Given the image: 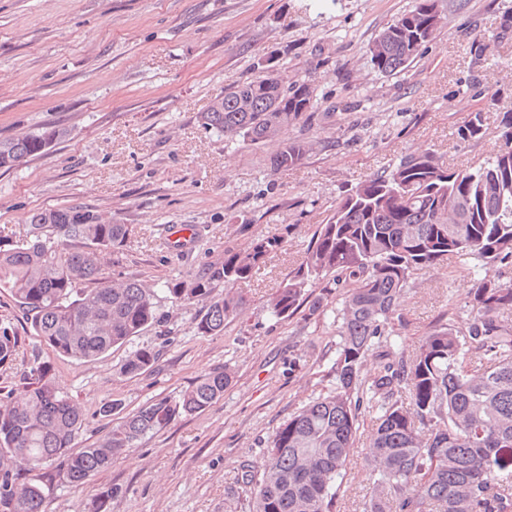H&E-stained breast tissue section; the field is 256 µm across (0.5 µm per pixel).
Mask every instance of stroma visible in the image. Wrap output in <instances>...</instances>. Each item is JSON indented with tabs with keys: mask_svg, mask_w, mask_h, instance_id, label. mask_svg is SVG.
I'll use <instances>...</instances> for the list:
<instances>
[{
	"mask_svg": "<svg viewBox=\"0 0 512 512\" xmlns=\"http://www.w3.org/2000/svg\"><path fill=\"white\" fill-rule=\"evenodd\" d=\"M416 3L0 0V140L67 131L21 167L0 169L1 239H23L35 210L79 204L132 227L106 256V273L157 289L193 279L225 251L281 240L265 267L235 285L246 306L220 335L197 334L200 304L166 299L161 323L91 362L41 344L0 293V324L22 338L13 362L0 366V387L40 353L83 409L78 447H92L150 401L177 398L214 368L235 373L222 399L177 417L83 485L54 481L49 512H87L110 488L109 512H250L243 466H258L274 431L334 387L326 370L336 351L339 288L317 281L285 320L269 314L270 298L344 190L419 148L452 165L478 164L498 144L503 113H512V37L499 35L512 0H436L444 22L423 54L396 75L373 68L367 44ZM265 66L313 84L318 99L311 121L289 126L279 140H304L310 150L278 171L269 165L278 142H229L200 121L225 87ZM472 112L483 114L484 134L459 140L456 130ZM181 224L196 236L177 248L171 233ZM477 276L468 259L418 272L401 300L408 325L400 349L417 348L449 303L464 304ZM142 345L158 349L159 361L144 374L120 375L128 348ZM112 399L121 414L102 417L100 406ZM376 417L372 409L358 417L341 512L363 510Z\"/></svg>",
	"mask_w": 512,
	"mask_h": 512,
	"instance_id": "1",
	"label": "stroma"
}]
</instances>
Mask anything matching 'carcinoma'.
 Segmentation results:
<instances>
[{
    "label": "carcinoma",
    "instance_id": "1",
    "mask_svg": "<svg viewBox=\"0 0 512 512\" xmlns=\"http://www.w3.org/2000/svg\"><path fill=\"white\" fill-rule=\"evenodd\" d=\"M441 26L435 0H418L368 45L374 69L394 75L421 56ZM315 88L275 75L224 90L202 113L205 127L227 141L265 144L313 116ZM474 112L457 129L463 141L482 136ZM501 145L477 167H452L435 152H410L392 167L347 189L320 225L315 241L269 301L290 317L310 282L331 277L345 289L336 309V354L328 369L335 387L295 411L273 434L260 470L245 472L251 512H340L339 497L358 415L377 411L365 463L371 484L363 512H512V285L479 279L457 321L431 328L407 356L396 337L406 327L401 298L413 276L452 258L512 272V113L500 120ZM63 132H29L0 141V169L42 153ZM309 151L303 140L280 143L270 167L287 169ZM130 225L105 222L82 206L31 214L25 239L0 242V290L30 321L34 335L59 356L90 361L160 322V300L135 279L104 276L105 256L122 246ZM281 245L277 237L244 252H224L190 282L166 285L173 302H196L201 336H216L246 305L225 285L254 277ZM21 337L0 326V365L13 360ZM384 360L372 377L365 358ZM159 353L130 351L120 373L148 371ZM229 367L200 376L178 399L155 400L94 447L74 450L84 425L81 407L58 388L53 365L37 355L0 395V512H48L58 476L72 485L112 464L128 448L183 414L224 396Z\"/></svg>",
    "mask_w": 512,
    "mask_h": 512
}]
</instances>
